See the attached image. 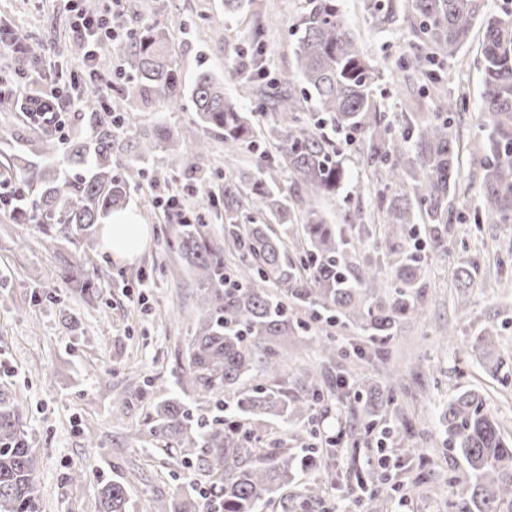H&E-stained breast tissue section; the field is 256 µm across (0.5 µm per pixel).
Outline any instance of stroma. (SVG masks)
Masks as SVG:
<instances>
[{"instance_id": "stroma-1", "label": "stroma", "mask_w": 512, "mask_h": 512, "mask_svg": "<svg viewBox=\"0 0 512 512\" xmlns=\"http://www.w3.org/2000/svg\"><path fill=\"white\" fill-rule=\"evenodd\" d=\"M270 19L265 36V75L294 69L296 24L305 0H264ZM126 30L146 23L168 28L171 54L179 80L190 87L200 71L225 74L224 93L235 97L236 81L230 72L254 45V18L250 11L228 14L224 0H122ZM349 30L365 45L379 72L375 101L393 129L406 126L408 113L427 119L438 110L433 85L418 75H403L400 62L416 50L409 23L383 31L373 27L361 0H342ZM0 22L16 26L30 55L0 54V78L11 80L16 71L41 68L42 89H49L57 73L82 68L78 56L62 57L59 46L75 40L71 28V0H0ZM482 28H474L471 41L445 62L446 85L467 93L468 108L454 114L453 127L463 147L459 154L461 188L454 206L464 217L458 241L483 266L497 268L499 284L477 282L461 291L455 286L451 257L422 242L427 288L418 313L405 321L385 343V357L370 352L367 336L354 328L336 330L337 343L355 366L345 392H337V370L325 366L319 342L326 330L312 325L300 336L281 341L278 350L288 359V384L296 386L302 370L324 366V387L333 397L317 407L316 435L297 439L278 422L266 423L264 443L280 442L289 452L324 445L328 436L341 443L328 467L300 472L288 489L298 499L313 482H333L325 512L343 507L341 491L355 487L359 471L376 466L377 459L365 434L367 423L358 400L361 379L385 385L386 361L402 366L404 386L395 394L381 420L394 430H409V450L390 448L392 466L381 492L365 495L355 512H456L449 507L451 483L461 476L459 458L448 447V434L439 421L442 406L459 389L483 391L506 438H512V224L486 220L474 224L472 215L485 211L480 194L478 130L482 110ZM125 120L129 130L159 124L184 138L202 136L190 98L173 109L134 100ZM36 133L16 112H0V177L7 175L9 156L25 150ZM212 154L204 161L212 190L224 193L226 173H251L255 155L243 149L233 160L224 157V144L212 139ZM168 151L157 150L139 190L127 206L138 223L148 225L150 236L134 262H120L100 245L87 247V259L102 284L95 300L51 282H35L45 270L71 258L76 245L60 242L48 251L35 225L15 218L12 208H0V385L21 400L23 421L38 450L37 476L43 512H97V491L118 479L127 483L135 512H164L173 499L192 485L205 483L197 469L182 467L161 448L141 447L138 439L152 401L177 394L196 403L194 392L182 391L178 380L185 367L184 353L202 320L192 275L174 281L163 273L170 255L160 247L172 223L152 205L155 196L171 188L191 191V173L172 171ZM331 222L342 223L360 214L373 225L370 238L355 241L357 264L375 257L374 240L383 236L374 205L366 191L345 189L324 199ZM495 325L497 349L507 364L490 373L478 358L476 335L484 325ZM103 440L88 447L85 429Z\"/></svg>"}]
</instances>
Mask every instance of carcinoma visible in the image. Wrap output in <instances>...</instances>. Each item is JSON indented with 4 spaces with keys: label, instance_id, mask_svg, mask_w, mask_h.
Segmentation results:
<instances>
[{
    "label": "carcinoma",
    "instance_id": "carcinoma-1",
    "mask_svg": "<svg viewBox=\"0 0 512 512\" xmlns=\"http://www.w3.org/2000/svg\"><path fill=\"white\" fill-rule=\"evenodd\" d=\"M341 0H306L295 48L297 68L283 70L266 87L254 77L238 83L236 97L254 100L275 111L267 131L273 151L260 148L249 118L224 96V80L206 70L191 89L196 123L220 132L224 154L242 148L256 152L254 175L243 189L242 177L224 183V236L243 251V266L230 273L224 246L213 240L204 224H182L177 234L161 240L177 261L167 276L193 273L197 305L203 321L186 351V370L179 384L190 387L199 408L178 397L152 404L145 420L146 442L180 453V464L193 463L209 480L204 492L206 512H264L277 505L292 508L286 489L298 471L316 464L313 456L297 459L283 448L260 452L247 447L259 439L266 418L295 425L312 417L322 395L320 368L304 371L298 387L289 388L286 364L273 347L307 325L288 312L292 302L317 320L351 323L382 345L402 322L412 318L423 297L422 261L411 241L420 227L437 249L447 251L457 240L462 216L453 201L458 190L460 141L450 114L464 108V94L441 92L440 112L423 123L409 118L396 133L374 100L377 71L365 46L348 29ZM486 0H362L374 26L389 28L407 20L418 40L417 50L400 64L403 72L442 85L437 69L470 40L473 27L483 26L481 47L485 104L481 128L485 149L480 159V190L492 220L512 223V0L498 12L485 13ZM262 29L249 61L256 75L264 72ZM126 52L135 72L133 87L121 91L114 110L131 109L134 94L169 108L180 102L177 64L169 52L168 32L157 23L130 33ZM84 107L91 110L85 132L58 156L59 142L46 134L14 154L9 167L24 191L19 218L37 225L43 245L63 238L91 241L112 213L126 208L131 192L145 178L138 167H112V152L131 151L145 158L162 143L171 146L179 167L201 165L210 142L199 137L179 143L166 126L134 134L98 112V91L83 89ZM315 102L317 117L304 116V103ZM342 132L362 143L367 161L381 171L373 187L374 205L386 224L382 260L361 268L353 263L351 225L330 224L319 202L345 187L347 170L331 133ZM415 140V161L405 159ZM276 166L288 171L295 203L262 179ZM303 225V255L294 260L287 242L272 228ZM65 288H78L96 299L94 275L83 259L46 272ZM481 263L460 257L454 267L457 288L466 290L483 279ZM498 331L487 326L477 340L489 369L499 370ZM261 373L275 385L254 384ZM400 378H388L384 389H368L365 413L375 417L394 404ZM440 417L448 444L463 464L462 478L452 482L453 506L459 512H512V440H507L485 396L474 389L456 392ZM36 457L22 421V404L0 389V512H40ZM126 484L103 485L98 512H128Z\"/></svg>",
    "mask_w": 512,
    "mask_h": 512
}]
</instances>
